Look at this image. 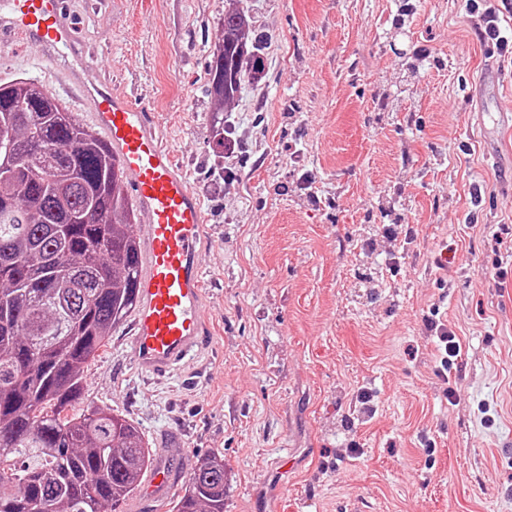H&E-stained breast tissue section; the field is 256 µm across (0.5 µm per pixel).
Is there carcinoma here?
Here are the masks:
<instances>
[{"mask_svg": "<svg viewBox=\"0 0 512 512\" xmlns=\"http://www.w3.org/2000/svg\"><path fill=\"white\" fill-rule=\"evenodd\" d=\"M234 0L208 66L213 148L224 103L263 69ZM136 209L118 161L39 83H0V512H123L156 459L115 410L72 404L84 368L136 305ZM224 457L195 467L170 512H224Z\"/></svg>", "mask_w": 512, "mask_h": 512, "instance_id": "cac0c4a2", "label": "carcinoma"}]
</instances>
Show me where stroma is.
Instances as JSON below:
<instances>
[{
	"mask_svg": "<svg viewBox=\"0 0 512 512\" xmlns=\"http://www.w3.org/2000/svg\"><path fill=\"white\" fill-rule=\"evenodd\" d=\"M227 4L68 2L98 54L84 81L145 97L202 200L209 327L154 379L120 323L74 411L125 414L178 485L223 455L224 512H512V58L467 0H244L265 76L224 106L243 145L224 162ZM42 63L73 110L42 44L0 52V82ZM434 321L461 344L447 380Z\"/></svg>",
	"mask_w": 512,
	"mask_h": 512,
	"instance_id": "35a3bbf8",
	"label": "stroma"
}]
</instances>
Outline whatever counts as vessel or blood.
I'll list each match as a JSON object with an SVG mask.
<instances>
[{
    "label": "vessel or blood",
    "instance_id": "obj_1",
    "mask_svg": "<svg viewBox=\"0 0 512 512\" xmlns=\"http://www.w3.org/2000/svg\"><path fill=\"white\" fill-rule=\"evenodd\" d=\"M7 36L37 41L50 54L66 50L73 58L69 79L80 87L78 108L120 162L145 224L129 346L141 374L165 375L205 344L202 201L148 106L111 83H83L82 72L94 67L97 57L81 43L66 0H0V40ZM171 489L170 466L163 460L149 473L143 492L158 500Z\"/></svg>",
    "mask_w": 512,
    "mask_h": 512
}]
</instances>
